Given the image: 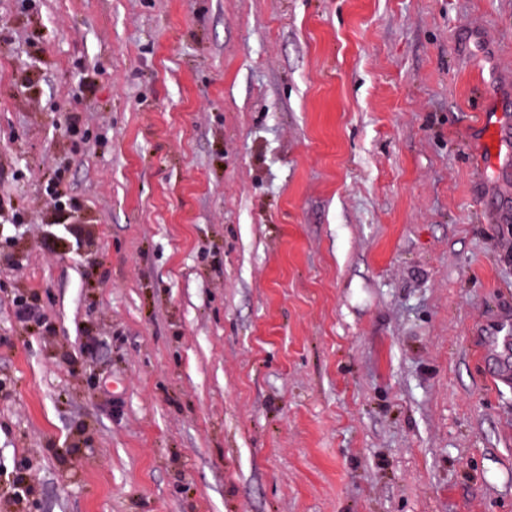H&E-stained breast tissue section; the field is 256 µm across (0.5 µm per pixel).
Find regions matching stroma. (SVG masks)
Returning a JSON list of instances; mask_svg holds the SVG:
<instances>
[{"instance_id":"obj_1","label":"stroma","mask_w":512,"mask_h":512,"mask_svg":"<svg viewBox=\"0 0 512 512\" xmlns=\"http://www.w3.org/2000/svg\"><path fill=\"white\" fill-rule=\"evenodd\" d=\"M0 164L25 512H512V0H0ZM491 108L480 114L477 130L482 141H489L498 144L502 137L501 115Z\"/></svg>"}]
</instances>
